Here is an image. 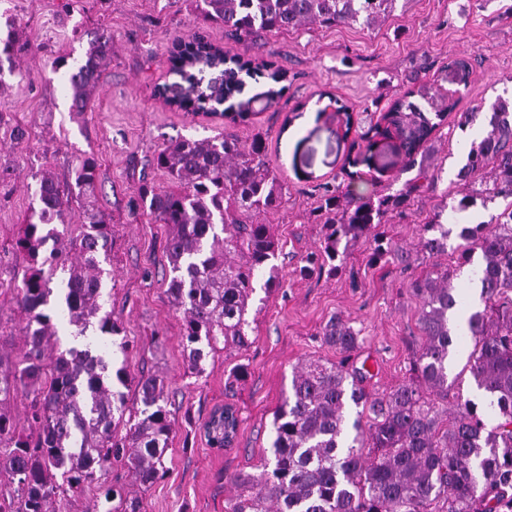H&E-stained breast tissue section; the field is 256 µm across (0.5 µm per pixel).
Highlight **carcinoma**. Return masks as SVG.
Here are the masks:
<instances>
[{"mask_svg": "<svg viewBox=\"0 0 512 512\" xmlns=\"http://www.w3.org/2000/svg\"><path fill=\"white\" fill-rule=\"evenodd\" d=\"M397 0H192L196 20L224 29V36L244 42L262 34L292 32L308 26L359 24L371 29L394 11ZM112 57V36L102 29L87 42L84 57L69 65L70 54L55 61L71 90L72 111L81 117ZM195 62L223 67L224 91L214 99L201 93L177 106L192 115L215 112L242 91V76L267 74L266 95L274 101L284 74L271 64L230 56L202 40L179 43L170 57L181 73ZM463 84L472 74L470 58L448 63ZM439 78L406 91L388 110L407 132L406 168L417 169L401 189L377 198L340 188L310 212L324 234L299 267L303 276L333 275L345 261L344 238L370 237L373 256L387 252L378 227L406 213L414 194L431 186L430 145L434 131L451 114L454 126L472 125L482 109L456 111L455 96L443 94ZM420 97L435 113L433 123L412 101ZM153 167L172 182L160 188L148 182L137 189L136 211L167 227L164 250L172 276L167 288L172 307L182 314L187 373L200 375L201 361L229 346L246 348L249 301L258 272L270 268L277 278L279 240L272 225L258 219L286 203L288 188L270 168L259 138L241 142L233 134L183 138L153 156ZM99 178L98 156L81 153L70 180L38 175L37 220L23 225L15 252L28 265L18 288L24 313L23 353L15 362L0 357V474L10 489L0 490V512H56L80 501L98 484L99 512H139L126 487L101 482L112 463L127 467L131 483L150 486L167 473L165 453L173 431L164 381L154 374L134 376L126 363L113 370L92 353L98 340L127 355L130 341L112 313L103 311L102 286L112 240L109 216L93 204ZM457 181L465 193L455 207L464 211L498 200L505 207L488 222L467 228L456 247L457 266L472 262L484 308L466 328L450 325L461 305L450 270L435 267L411 283L420 304L425 341L413 361L415 379L377 396L363 387L366 374L353 354L359 333L340 318L323 331L324 341L341 354L337 363L317 362L294 368L291 390L274 414L270 457L260 472L239 474L247 487L227 512H512V102L491 105L483 136L471 142ZM82 210L77 235L64 216L72 204ZM442 212L424 225L418 246L429 254L448 248ZM60 221L62 229L53 227ZM50 255L42 257L47 244ZM68 272L62 282L68 323L82 336L90 326L98 335L82 349L47 355L56 335L51 304L53 269ZM458 336L475 340L471 374L490 397L497 423L487 427L478 405L448 401L449 348ZM134 388L135 406L125 389ZM23 394L29 400L27 427L20 429L6 405ZM359 408L350 418L349 405ZM372 425L364 429L363 414Z\"/></svg>", "mask_w": 512, "mask_h": 512, "instance_id": "carcinoma-1", "label": "carcinoma"}]
</instances>
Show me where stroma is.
I'll use <instances>...</instances> for the list:
<instances>
[{
    "label": "stroma",
    "mask_w": 512,
    "mask_h": 512,
    "mask_svg": "<svg viewBox=\"0 0 512 512\" xmlns=\"http://www.w3.org/2000/svg\"><path fill=\"white\" fill-rule=\"evenodd\" d=\"M0 16L11 19L20 34L24 49L16 63L26 73L21 82L9 77L10 87L0 95V156L14 167L11 178L0 180V267L12 266L20 274L27 265L13 243L38 204L35 174L47 169L66 181L79 154L94 151L100 160L95 204L112 218L114 284L104 290V308L131 341V374L163 377L174 410L166 476L150 487L131 488L141 512H226L227 502L240 493L234 476L255 472L269 453L274 413L294 367L339 361L322 336L333 318L361 332L355 362L369 370L368 392L409 382L423 343L412 280L432 265L454 266L462 229L489 221L498 210L491 204L443 215L448 251L431 258L417 252L423 226L438 204L459 198L462 148L484 130V119L464 130L448 119L435 132L430 158L438 178L414 199L405 218L381 225L392 251L380 262H371L373 242L362 238L350 244L345 267L336 275H299L302 257L321 238L309 212L328 185L377 197L413 178L392 141L377 138L369 149L363 137L412 83L429 81L452 58L466 55L473 62L459 111L512 100V0H398L394 12L372 30L313 27L244 43L226 39L222 28L194 22L188 0H0ZM100 28L112 33V60L78 118L70 110L68 87L53 72L54 59L64 52L81 59L83 34ZM198 37L281 68L279 100L268 101V84L260 77L246 80L233 99L248 115L242 123L189 116L166 105L160 88L188 93L196 82L220 76L202 64L186 77L170 73V50ZM16 124L28 132L20 144L4 135ZM224 132L245 142L261 136L270 166L288 186L285 207L266 217L281 247L279 285L256 290L263 304L249 331L250 347L205 357L202 374L191 377L185 373L182 316L166 293V227L132 215L131 204L142 182L169 186L167 174L151 164L168 142ZM15 295L14 289L0 288V354L11 359L20 356L24 344ZM472 349L469 338L452 348L448 400L464 397L483 407L487 400L470 374ZM240 365L247 374L237 381L233 372ZM225 405L238 411L240 425L233 446L219 451L208 445L201 425Z\"/></svg>",
    "instance_id": "35a3bbf8"
}]
</instances>
